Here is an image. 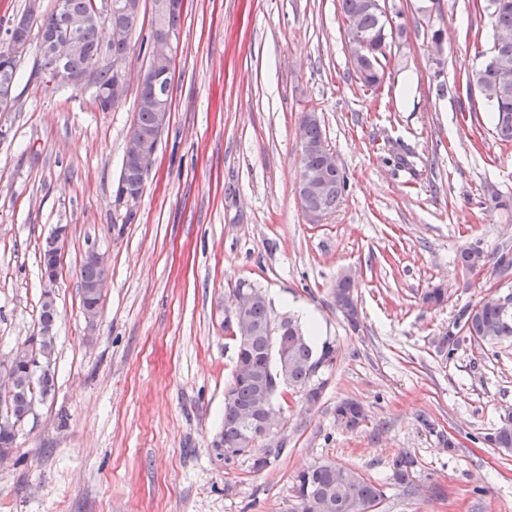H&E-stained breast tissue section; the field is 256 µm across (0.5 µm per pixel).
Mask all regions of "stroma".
Masks as SVG:
<instances>
[{
  "mask_svg": "<svg viewBox=\"0 0 512 512\" xmlns=\"http://www.w3.org/2000/svg\"><path fill=\"white\" fill-rule=\"evenodd\" d=\"M401 38L378 91L361 88L338 0H184L169 124L136 202L118 201L137 84L99 110L91 86L36 72L30 49L0 111V355L38 329L41 251L66 228L53 334L55 390L0 466V512H295V476L331 461L385 484L373 512H512V453L485 443L512 407V343L440 336L512 256V145L462 83L489 56L474 0H388ZM448 33L434 48L428 22ZM318 112L347 178L336 211L307 223L295 191L297 130ZM405 166H398V157ZM107 259L96 319L82 303L88 249ZM477 248L483 261L456 256ZM355 280L360 326L330 290ZM240 288L273 317L307 310L336 360L316 404L294 396L273 429L288 453L224 468L221 430L235 346L224 316ZM444 289L443 304L426 292ZM359 401L356 429L334 408ZM452 447H444L443 439ZM414 459L413 486L393 463Z\"/></svg>",
  "mask_w": 512,
  "mask_h": 512,
  "instance_id": "35a3bbf8",
  "label": "stroma"
}]
</instances>
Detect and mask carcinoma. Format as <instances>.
Wrapping results in <instances>:
<instances>
[{"mask_svg":"<svg viewBox=\"0 0 512 512\" xmlns=\"http://www.w3.org/2000/svg\"><path fill=\"white\" fill-rule=\"evenodd\" d=\"M92 0H65L67 17L79 25L78 47L70 54L67 66L71 70H87L93 67L104 54L125 58L129 55L136 31L137 18L124 17L125 36L117 41L104 42L103 28L92 17ZM484 10L488 12L492 27L512 36V0H485ZM340 10L347 35H361L367 41L365 55L352 61L356 78L367 88L378 86L385 76L382 60L386 59L388 46L387 30L393 29V17L385 9H379L370 0H340ZM6 45H0V100L13 92L19 61L3 59ZM173 61L162 60L159 64L149 63L138 92L134 131L153 132L157 121L155 89H169L172 83ZM477 89L487 106L494 112V133L498 140L512 144V69L504 75L494 66L487 64L472 74L466 82V90ZM308 144L313 147L302 152V169L305 172L317 170L323 159L314 146L325 142L321 122L314 119L306 124ZM346 189V178L340 173L332 177L330 185L322 193H307L300 198L304 209L330 213L336 209ZM62 244L54 237L45 241L41 253L43 268H58ZM103 269L97 264L84 260L81 270V292L84 310L96 313L100 299L91 293L89 285L102 275ZM333 303L352 328L359 326V312L355 298V283L351 277H339L330 290ZM248 324L239 332L236 346V360L231 380L225 391L230 398L224 401V420L219 434L220 448H245L249 434L247 419L261 407L267 394L274 387L273 375L279 376L281 386L295 393H303L310 404L319 400L324 383H312L316 369L321 364L334 362L336 349L324 341L317 343L300 324L291 317L277 324L274 322L265 296L259 290L245 310ZM56 303L42 302L39 314L40 331L38 349L54 353L53 328L57 319ZM281 325L284 332V350L278 360L267 363L269 326ZM478 344H496L512 339V316L505 317L501 309L482 301L473 308L461 310L448 335L443 337L438 349L453 355L466 340ZM55 384L31 383L25 369L18 370L17 388L13 397L16 413H25L33 400L46 398ZM336 422L347 427H357L365 418L362 406L354 400H344L334 409ZM486 440L496 448L512 450V412L500 417V423ZM270 463L277 462L285 452L284 444L269 441L253 451ZM246 451V454L253 453ZM393 478L400 484H411L416 479L415 461L407 456L394 462ZM294 491L298 512H372L384 498V485L333 463L315 464L297 473Z\"/></svg>","mask_w":512,"mask_h":512,"instance_id":"obj_1","label":"carcinoma"}]
</instances>
